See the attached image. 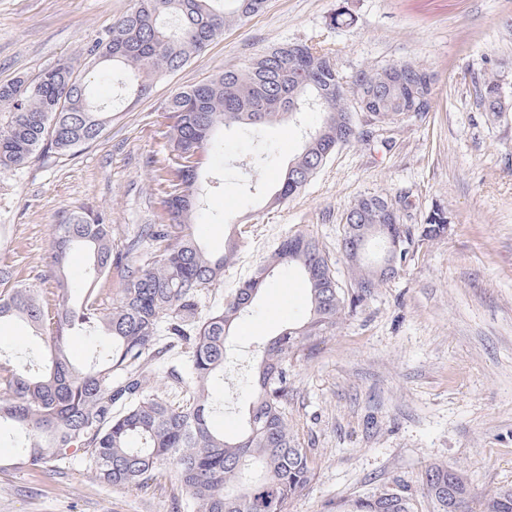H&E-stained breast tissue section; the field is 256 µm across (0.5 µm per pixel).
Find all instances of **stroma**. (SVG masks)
<instances>
[{
  "mask_svg": "<svg viewBox=\"0 0 512 512\" xmlns=\"http://www.w3.org/2000/svg\"><path fill=\"white\" fill-rule=\"evenodd\" d=\"M132 0H0V83L36 75L59 58L82 61ZM349 26H334L337 13ZM325 42L346 75L411 61L433 71L434 107L395 133L392 151L358 141L337 148L295 196L272 202L303 133L301 125L225 129L205 165L209 206L188 227L211 252L239 239L235 264L205 290L203 310L221 307L286 235L313 236L342 285L350 263L340 243L342 216L358 197L411 194L404 215L422 223L444 207L450 227L420 242L399 275L365 296L314 348L288 364L284 411L315 469L288 512H336L340 501L404 487L418 512H437L422 480L427 469L465 470L470 497L462 512H486L512 487V109L479 111L474 79L492 75L512 106V0H267L144 99L116 101L112 80L95 89L115 102L102 138L76 153L35 155L0 179V264L15 283L55 290V225L71 214L103 216L114 250H126L145 224L165 223L158 166L167 154L162 107L171 93L243 68L283 41ZM267 157L255 161L258 149ZM309 290L284 270L270 279L252 313L228 341L229 363L210 390L224 404L215 422L237 435L252 391V353L285 324L307 318ZM39 343L18 324L0 326V361L34 360ZM0 512H196L173 465L145 487L101 484L81 459L0 469Z\"/></svg>",
  "mask_w": 512,
  "mask_h": 512,
  "instance_id": "35a3bbf8",
  "label": "stroma"
}]
</instances>
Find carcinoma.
I'll return each instance as SVG.
<instances>
[{
  "label": "carcinoma",
  "mask_w": 512,
  "mask_h": 512,
  "mask_svg": "<svg viewBox=\"0 0 512 512\" xmlns=\"http://www.w3.org/2000/svg\"><path fill=\"white\" fill-rule=\"evenodd\" d=\"M266 0H133L112 30L94 41L83 61L61 59L34 77L0 84V177L25 165L31 156L66 155L96 142L112 120L109 105L93 96L99 77L118 70L122 89L138 101L156 83L198 58L224 34L226 25L258 14ZM435 75L411 61L343 75L323 42L279 43L242 70H226L176 90L163 111L171 120L169 150L177 179L165 180L166 224H145L127 246L132 253L148 241L165 243L148 262L123 268V288L111 306L101 304L93 284L119 263L113 254L111 225L101 217L78 213L55 225L52 250L59 293L21 287L13 272L0 267V324L19 322L42 343L41 369L0 363V426L15 431V468L66 464L81 453L98 479L117 487L154 480L174 463L181 486L198 512H288V503L314 479L307 449L291 430L283 410L288 397V361L311 349L361 300L384 284L375 274L378 260L366 254L352 261L350 289L336 280L333 265L319 244L305 234L286 236L269 260L256 266L224 302L202 314L203 290L224 277L238 254L230 236L224 252L203 250L187 225L205 210L200 187L203 166L217 147L219 129L235 125L273 126L284 119L300 122L305 112H320L321 125L305 133L301 152L287 168L274 201L299 192L325 165L336 148L371 137L358 132L357 114L373 122L376 141L385 149V132L432 111ZM495 77L473 82V94L485 112H500ZM448 212L435 206L420 224V234L401 220L398 203L381 195H363L345 213L342 240L349 225L364 230L380 250L389 236L431 240L445 233ZM89 259L79 282L66 273L71 255ZM280 268L300 271L310 293L307 319L290 323L253 356L257 369L244 432L228 439L215 427L211 380L224 376L227 343L237 320L254 310L260 292ZM82 328L90 352L82 366L70 359L67 338ZM184 346L186 360L170 369L171 400L150 385L161 341ZM457 480L458 502L448 495V476ZM424 484L438 512H459L469 497L456 466L425 472ZM383 500L380 494L336 505V512H415L402 490ZM489 512H512V488L497 492Z\"/></svg>",
  "instance_id": "cac0c4a2"
}]
</instances>
